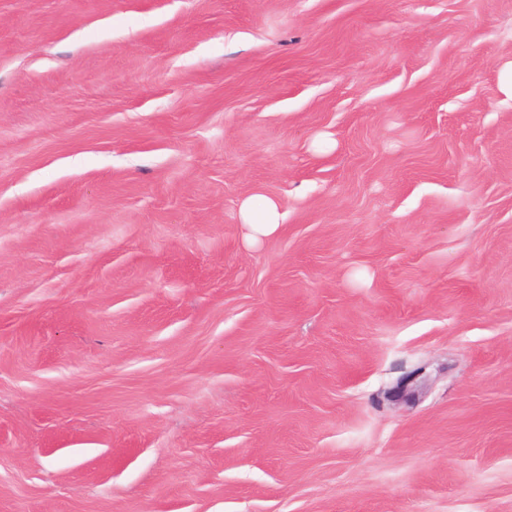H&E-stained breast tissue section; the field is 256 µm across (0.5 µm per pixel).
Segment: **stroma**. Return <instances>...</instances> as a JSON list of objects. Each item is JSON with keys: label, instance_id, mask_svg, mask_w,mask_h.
<instances>
[{"label": "stroma", "instance_id": "1", "mask_svg": "<svg viewBox=\"0 0 512 512\" xmlns=\"http://www.w3.org/2000/svg\"><path fill=\"white\" fill-rule=\"evenodd\" d=\"M509 61L512 0H0V512H512ZM239 216L241 224L249 229L250 240L254 242L274 234L285 219L278 201L258 195L249 196L241 202Z\"/></svg>", "mask_w": 512, "mask_h": 512}]
</instances>
